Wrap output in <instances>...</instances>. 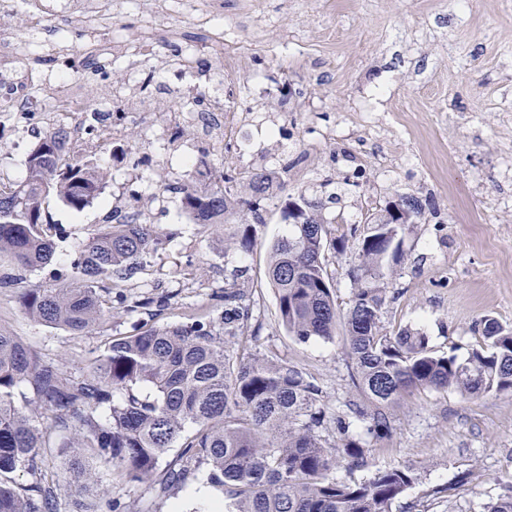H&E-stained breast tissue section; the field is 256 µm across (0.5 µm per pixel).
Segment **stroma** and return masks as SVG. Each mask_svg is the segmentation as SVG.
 I'll list each match as a JSON object with an SVG mask.
<instances>
[{
	"label": "stroma",
	"mask_w": 512,
	"mask_h": 512,
	"mask_svg": "<svg viewBox=\"0 0 512 512\" xmlns=\"http://www.w3.org/2000/svg\"><path fill=\"white\" fill-rule=\"evenodd\" d=\"M87 2L38 0L37 10L21 5L0 13V41L37 24L44 30L16 61L12 79L35 98L61 89L84 103L83 112L51 120L40 133L0 136V178L16 185L43 138L111 122L113 87L138 63L140 44L153 47L154 96L132 105L136 121L95 152L106 174L103 194L81 211L54 196L46 201L51 223L66 230L57 262L108 223L110 206L130 207L173 183L184 148L192 150L197 186L221 166L264 168L281 155L300 163L275 188L258 242L246 253L225 250L220 231L190 220L179 194L149 211L146 223L164 243L139 259L122 289L133 300L170 296L161 314L121 312L82 335L39 324L20 311L16 295L49 286V278L0 261V327L77 376L108 337L130 332L137 320L178 323L189 309L212 306L214 293L240 275L263 323L260 352L312 377L328 411H341L357 396L342 339L296 342L278 324L266 275L268 244L288 232L289 202L313 196L326 180L342 198L326 210L329 219L341 212L360 220L400 195L427 202L390 261L386 330H420L432 349L462 360L482 344L484 317L512 327V176L505 174L512 155V0H213L214 20L224 27L220 54L208 49L206 28L156 10V0H118L112 22L97 30L83 21ZM117 41L125 54H113ZM189 46L197 53L182 78L173 65ZM272 74L293 89L288 101L261 93ZM186 84L223 103V157L202 152L198 124L179 129L173 155L155 154L154 137L185 107ZM247 108L267 124L234 119ZM150 153L156 161L142 170L139 161ZM368 448L371 468L408 466L420 476L393 512H477L512 487V393H415L393 412L390 435ZM434 486L452 492L436 497ZM116 495L126 512H210L221 500L199 480L162 499L147 484Z\"/></svg>",
	"instance_id": "35a3bbf8"
}]
</instances>
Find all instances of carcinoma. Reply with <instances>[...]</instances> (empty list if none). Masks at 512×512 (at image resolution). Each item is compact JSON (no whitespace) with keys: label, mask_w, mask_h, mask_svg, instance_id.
<instances>
[{"label":"carcinoma","mask_w":512,"mask_h":512,"mask_svg":"<svg viewBox=\"0 0 512 512\" xmlns=\"http://www.w3.org/2000/svg\"><path fill=\"white\" fill-rule=\"evenodd\" d=\"M64 137L40 143L27 161L26 181L4 193L0 183V256L24 268L47 270L51 288H22L18 303L31 320L80 334L104 324L112 312L162 307L168 297L129 301L120 290L133 264L157 249L161 239L146 224H105L67 262H55V239L65 229L47 221L44 204L54 193L80 211L102 194L105 175L92 160L77 159ZM293 163L283 157L276 173L219 169L203 187L179 188L183 212L196 224L228 227L225 249L249 251L264 223L273 175L288 178ZM407 223L417 224L423 205L398 196ZM303 222L268 246L267 278L278 324L300 343L336 337L342 324L353 365V384L369 405L355 401L328 414L319 386L274 355L253 350L262 323L255 301L239 281L224 283L217 296L224 309L197 311L176 324H136L127 336L111 337L79 377L67 374L0 328V512H57L63 485L95 491L98 503H76L75 512H119L121 502L103 484L99 465L124 485L152 482L156 494L203 475L224 497V512H393L417 482L409 467L377 469L349 482L336 471L369 468L367 439L392 429L391 410L414 391L454 389L463 395L512 391V327L483 322V344L460 360L438 354L426 336L408 328L384 330L385 259L388 249L362 244L359 273L349 275L352 298L338 316L326 244L347 248L365 236L356 225L328 239L329 224H347L343 214L322 211L338 204L334 193L305 199ZM32 397L20 404L19 389ZM76 453L63 465V479L46 478L48 454ZM175 460L154 475L172 449ZM36 477L20 488L15 474ZM479 512H512V490Z\"/></svg>","instance_id":"cac0c4a2"}]
</instances>
